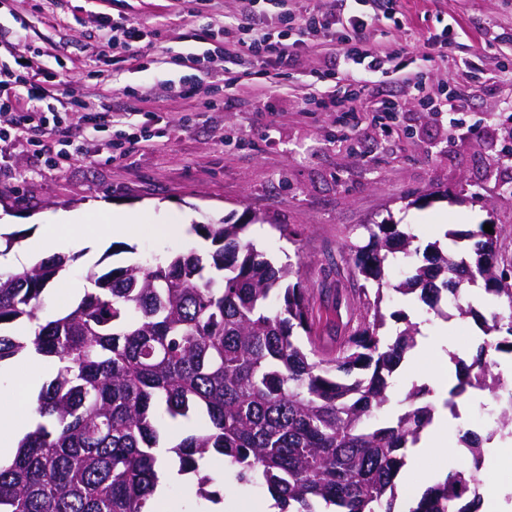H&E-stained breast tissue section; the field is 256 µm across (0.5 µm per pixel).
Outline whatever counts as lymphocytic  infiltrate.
<instances>
[{"label": "lymphocytic infiltrate", "instance_id": "lymphocytic-infiltrate-1", "mask_svg": "<svg viewBox=\"0 0 512 512\" xmlns=\"http://www.w3.org/2000/svg\"><path fill=\"white\" fill-rule=\"evenodd\" d=\"M258 2L238 0V12L228 25L245 33L247 39L225 45V62L232 63L244 56L259 71L281 76L292 69L299 52L313 51L314 39L321 35L338 43L347 81L327 95L312 97L311 102L318 110L340 113L347 122L348 133H356L358 129L355 121L358 101L368 100L369 112L383 128L401 111L400 101L385 89L386 84L394 80L419 92V101L428 110L443 111V103L425 95L423 72L405 71L401 59L407 55V47L388 50L365 44L367 29L382 20L377 10L380 0H334L335 10L328 17L319 9L307 6L299 17L288 13L281 16V28L277 31L270 29L266 20L258 15Z\"/></svg>", "mask_w": 512, "mask_h": 512}]
</instances>
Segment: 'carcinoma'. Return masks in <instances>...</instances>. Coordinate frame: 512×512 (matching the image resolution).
I'll return each instance as SVG.
<instances>
[{"label":"carcinoma","instance_id":"obj_1","mask_svg":"<svg viewBox=\"0 0 512 512\" xmlns=\"http://www.w3.org/2000/svg\"><path fill=\"white\" fill-rule=\"evenodd\" d=\"M245 224H199L211 249L179 252L103 272L55 318L40 320L47 285L72 258L54 255L0 273V363L19 355L54 362L38 394L35 430L0 462V512H153L165 418L202 415V431L172 446L177 474L196 477L199 496L214 478L200 471L209 453L224 457V480L261 487L280 512H477L484 441L512 437V381L494 372L495 354L512 355V231L484 225L467 234L471 261L434 242L422 249L397 224H366L352 245L358 274L374 282L385 262L423 254L390 288L336 289L347 320L330 343L312 335L314 289L292 264L274 266L244 241ZM482 290L488 315L461 303ZM417 298L443 315L473 317L484 336L456 361L446 405L472 390L497 406L481 437L461 435L470 465L456 467L398 511L396 477L406 448L432 423L430 390L412 387L406 408L377 422L390 403L389 377L415 347L418 323L391 339L383 304L391 293ZM306 333L301 340L298 331ZM469 502L463 506V499Z\"/></svg>","mask_w":512,"mask_h":512}]
</instances>
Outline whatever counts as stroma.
Wrapping results in <instances>:
<instances>
[{
  "instance_id": "stroma-1",
  "label": "stroma",
  "mask_w": 512,
  "mask_h": 512,
  "mask_svg": "<svg viewBox=\"0 0 512 512\" xmlns=\"http://www.w3.org/2000/svg\"><path fill=\"white\" fill-rule=\"evenodd\" d=\"M236 0H210L198 12L186 0H0V69L26 60L37 72L61 71L80 103L52 104L62 113L71 156L63 168L37 167L23 141L0 147V236L20 243L41 235V217L80 213L102 203L131 215L135 236L99 240L101 218L86 222L85 247L49 285L43 313L73 302V282L92 266L111 269L204 244L198 224L245 225V236L275 263L296 262L315 289L359 288L363 276L349 263L347 243L367 224H411L421 244L481 224L512 225V83L498 64L512 61V0H399L403 25L385 20L371 29L367 45L393 47L441 32L454 35L439 48L427 74L435 98L470 83L469 62L482 70V90L468 112L424 110L408 86H394L402 104L389 129L361 113L357 136L341 131L339 115L306 104L312 70L336 71L335 46L318 37L320 54L301 55L286 75L274 79L269 108L246 94L264 76L242 67L225 70L218 32L236 11ZM144 25L153 45L128 60L109 42L103 18ZM200 58L211 73L194 95L181 84L193 77L181 61ZM136 107L144 136L123 143L112 120ZM102 125L89 139L90 122ZM191 224L187 235L164 232L167 224ZM404 311L421 334L448 336L472 351L481 330L472 318L442 323L419 300L388 302ZM449 363L433 350L414 348L394 373L389 413L402 408L414 384L428 383ZM458 428L448 432L450 451L408 459L398 476V504L416 498L438 474L465 454Z\"/></svg>"
}]
</instances>
